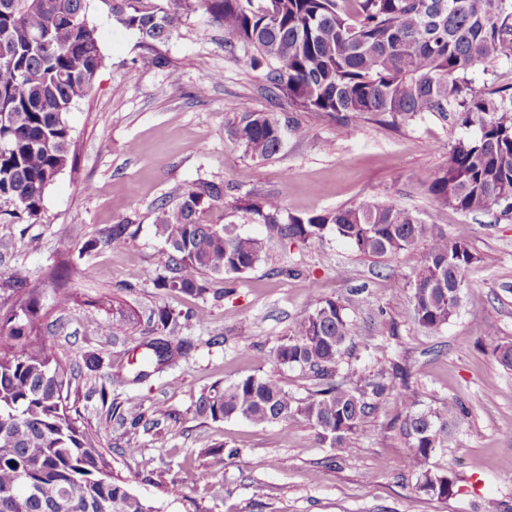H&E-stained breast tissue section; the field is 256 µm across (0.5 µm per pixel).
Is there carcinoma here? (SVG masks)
<instances>
[{
  "label": "carcinoma",
  "instance_id": "cac0c4a2",
  "mask_svg": "<svg viewBox=\"0 0 512 512\" xmlns=\"http://www.w3.org/2000/svg\"><path fill=\"white\" fill-rule=\"evenodd\" d=\"M115 20L149 45L163 44L203 9L245 50V65L270 69L273 88L305 112L389 116L396 125L434 112H457L479 133L448 148L429 192L442 205L468 213L512 211V98H485L465 74L488 60L512 59V0H105ZM103 62L97 27L86 0H0V199L12 200L29 219L39 216L44 191L70 160L67 114L93 90ZM231 136L257 159L275 156L289 125L242 106ZM224 201V184L197 181L178 202L155 207L156 233L170 251L158 286L190 296L207 293L206 275L233 277L261 258V239L233 224H212L208 212ZM236 210L262 224L270 239L316 245L330 230L363 255L391 260L418 242L427 246L412 288L417 322L430 332L457 313L465 272L477 257L467 245L468 226L448 238L406 209L363 203L298 216L280 200H243ZM129 221L112 224L100 242L123 249L136 236ZM37 289L16 301L0 324V512H154L107 472L95 437L69 415L78 372L66 357L34 334ZM157 325L166 334L147 343L134 369L143 381L169 363L188 340L175 335L177 318L165 309ZM352 339L345 307L320 299L274 351L277 363L309 369L320 389L296 398L277 381L248 377L201 392L197 415L241 418L254 424L301 417L319 441L339 453L394 390L396 376L382 374L352 392L335 381ZM400 431L411 449L417 493L447 498L455 482L429 467L448 441V413L419 408L414 390L403 393ZM121 424H161L162 407L147 419L113 407ZM238 450L205 451L213 468Z\"/></svg>",
  "mask_w": 512,
  "mask_h": 512
}]
</instances>
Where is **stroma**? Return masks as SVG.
I'll use <instances>...</instances> for the list:
<instances>
[{
	"mask_svg": "<svg viewBox=\"0 0 512 512\" xmlns=\"http://www.w3.org/2000/svg\"><path fill=\"white\" fill-rule=\"evenodd\" d=\"M101 39L103 65L91 95L68 115L73 164L47 188L40 215L18 220L0 200V316L14 294L9 280L25 269L41 291L39 333L78 367L70 415L96 431L112 474L155 512H484L487 501L512 505V370L495 348L512 344V213L466 214L434 201L428 188L449 147L475 136L464 126L425 113L391 126L369 115L322 116L293 107L265 70L243 63L239 42L205 12L192 13L156 48L121 27L104 0H87ZM219 81H210V74ZM488 98L512 97V59L467 74ZM291 119L273 158L244 153L229 135L242 104ZM225 184L223 204L208 220L236 224L264 239L263 225L235 212L237 201L275 197L297 215L364 202L410 210L454 234L469 227L477 261L466 274L457 315L432 335L414 320L411 283L426 247L396 259L364 256L326 233L320 245L266 241L260 261L230 293L206 277L205 297L158 288L168 259L157 234L154 204L177 200L192 183ZM127 220L138 232L127 247L101 246L105 227ZM69 253H60L61 241ZM71 293L55 302L58 284ZM318 299L341 302L353 338L341 362L344 384L356 390L381 371H399L418 389L423 408L449 409L448 446L433 459L455 474L445 499L415 493L410 450L399 427L400 390L380 399L341 460L297 418L255 425L196 414L203 389L250 376L270 377L295 397L316 390L312 373L277 364L272 352ZM179 317L192 343L144 381L121 383L142 341L158 337L153 310ZM169 418L154 428L118 425L113 407ZM237 454L223 468L205 449ZM136 453H128V446ZM178 495H171V486Z\"/></svg>",
	"mask_w": 512,
	"mask_h": 512,
	"instance_id": "35a3bbf8",
	"label": "stroma"
}]
</instances>
